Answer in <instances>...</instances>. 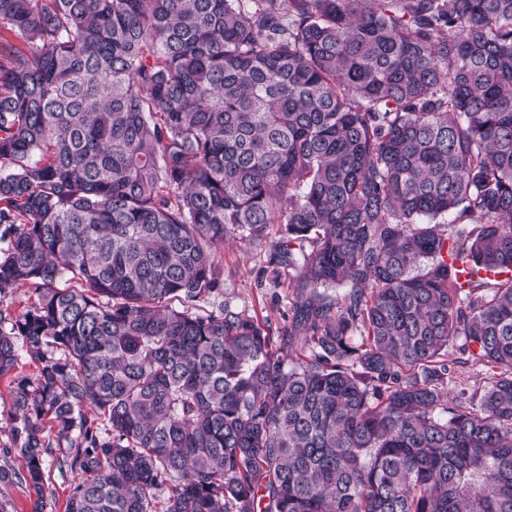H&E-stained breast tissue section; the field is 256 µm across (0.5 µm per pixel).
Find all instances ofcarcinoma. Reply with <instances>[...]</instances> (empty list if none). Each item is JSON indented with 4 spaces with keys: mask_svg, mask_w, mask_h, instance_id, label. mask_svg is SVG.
<instances>
[{
    "mask_svg": "<svg viewBox=\"0 0 512 512\" xmlns=\"http://www.w3.org/2000/svg\"><path fill=\"white\" fill-rule=\"evenodd\" d=\"M0 202L34 512H512V0H0ZM266 252L267 246H224L219 257L224 264V288L220 296L211 297L201 305L210 309L228 301L261 321L267 320L276 337L288 324V299L292 297V288H288V273L278 285L264 274ZM34 295L27 288L6 291L0 295V309L6 318H15L20 315L33 301ZM462 357L455 348H448V364L451 367L450 387L475 388L482 387L490 381L493 369L490 367H471L455 363ZM54 434L55 432H52L50 435L51 448L44 456V468L50 478L44 493L43 512H65L70 488L78 482L80 477L66 469H60L59 461L69 454V448H66L65 443H61L59 447Z\"/></svg>",
    "mask_w": 512,
    "mask_h": 512,
    "instance_id": "carcinoma-1",
    "label": "carcinoma"
}]
</instances>
